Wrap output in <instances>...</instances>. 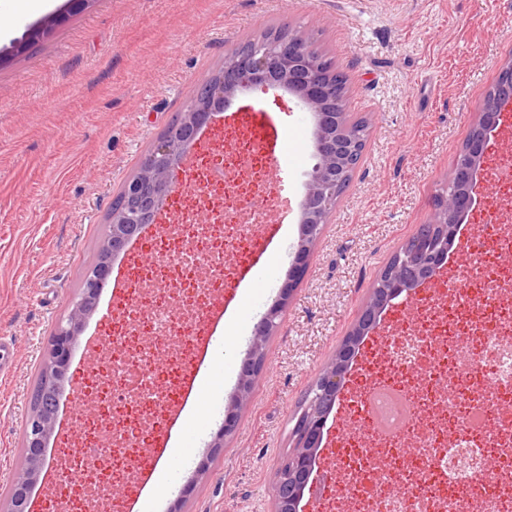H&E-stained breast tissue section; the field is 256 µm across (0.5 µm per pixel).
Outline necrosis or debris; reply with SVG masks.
<instances>
[{
	"label": "necrosis or debris",
	"instance_id": "necrosis-or-debris-1",
	"mask_svg": "<svg viewBox=\"0 0 512 512\" xmlns=\"http://www.w3.org/2000/svg\"><path fill=\"white\" fill-rule=\"evenodd\" d=\"M255 140L247 132L201 170L207 201L227 206L241 197V176L257 167L250 157ZM251 231L248 224L177 225L156 261L133 271L136 306L114 329L118 345L90 380L86 396L95 409L83 422V446L110 440L144 447L171 400L155 361L163 355L174 365L193 355L185 327L234 275L228 255L243 250ZM199 257L213 266L202 284L191 272ZM484 285L493 313L439 296L417 327L392 332L371 358L363 371L367 389L398 388L408 405L389 417L398 427L407 418L412 424L395 437L363 431L346 441L335 463L346 493L335 512H512V264L495 265ZM141 306L153 310L151 320H138ZM375 459L384 462L383 475H375ZM52 465L61 474V512H118L113 488L134 479L114 452L102 467L68 450Z\"/></svg>",
	"mask_w": 512,
	"mask_h": 512
}]
</instances>
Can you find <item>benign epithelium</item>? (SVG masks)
I'll list each match as a JSON object with an SVG mask.
<instances>
[{"mask_svg":"<svg viewBox=\"0 0 512 512\" xmlns=\"http://www.w3.org/2000/svg\"><path fill=\"white\" fill-rule=\"evenodd\" d=\"M254 86L285 91L310 112L315 164L307 174L306 190L300 203V235L288 283L254 330L235 400L225 411L224 423L212 444L214 448L223 447L224 440L235 433L238 412L251 398L254 376L266 357V338L280 324L293 291V279L306 269L321 229L328 223L341 196L339 189L350 171L358 167L364 152L343 106L344 88L339 83L331 84L326 78L308 30L292 29L284 41L240 42L225 54L224 74L219 79L211 74L199 80L191 104L178 113L138 169L122 184L120 193L127 206L112 210L101 246L102 252L115 255L139 237L147 225L155 223L158 211L172 193L178 161L196 141L201 128L223 111L238 93ZM505 102L512 103V62L501 69L497 82L486 95L479 118L450 171L446 193L429 225L430 234L418 248L403 250L395 262L381 272L353 327L311 387L305 406L306 430L278 476L274 512H300L304 491L319 460V447L329 415L324 404L335 405L363 337L377 325L381 313L394 300L409 295L441 269L448 244L473 205V191L486 146L499 125L501 105ZM109 269L110 262L105 261L86 270L79 294L69 301L67 314L55 325L52 348L42 366L41 384L33 394L25 421V465L9 479L7 512H27L29 489L45 464V447L53 431L69 360L87 317L97 305Z\"/></svg>","mask_w":512,"mask_h":512,"instance_id":"benign-epithelium-1","label":"benign epithelium"}]
</instances>
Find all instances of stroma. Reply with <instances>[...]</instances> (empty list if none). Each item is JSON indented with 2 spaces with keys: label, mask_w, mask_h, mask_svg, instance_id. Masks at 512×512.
<instances>
[{
  "label": "stroma",
  "mask_w": 512,
  "mask_h": 512,
  "mask_svg": "<svg viewBox=\"0 0 512 512\" xmlns=\"http://www.w3.org/2000/svg\"><path fill=\"white\" fill-rule=\"evenodd\" d=\"M66 0H6L16 16L0 49L54 16ZM313 31L315 47L348 76L346 108L369 135L348 190L321 230L307 273L266 343L267 362L236 434L212 443L232 402L238 349L219 396L195 425L194 451L150 512H273L303 399L350 330L380 272L430 223L449 171L501 66L512 60V0H90L50 37L0 63V337L13 344L0 375V512L7 478L24 463V424L56 322L100 252L112 203L201 77L237 43L283 25ZM270 113L291 146L283 174L292 214L269 246L261 287L239 304L244 336L288 280L297 211L315 163L310 116L286 93L239 94L199 134L215 155L241 131L244 104ZM491 136L475 205L448 248L459 271L467 232L499 223L512 196V105ZM351 368L326 424L319 466L333 465L338 425L357 398ZM206 473H199L201 462Z\"/></svg>",
  "instance_id": "stroma-1"
}]
</instances>
